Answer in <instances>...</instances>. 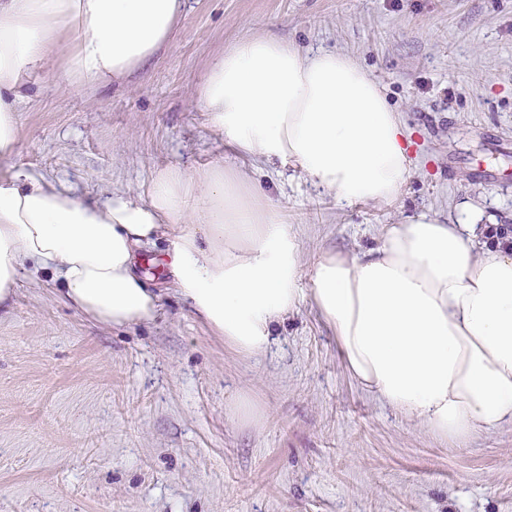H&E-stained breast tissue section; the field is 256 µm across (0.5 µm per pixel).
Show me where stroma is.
<instances>
[{"instance_id": "stroma-1", "label": "stroma", "mask_w": 512, "mask_h": 512, "mask_svg": "<svg viewBox=\"0 0 512 512\" xmlns=\"http://www.w3.org/2000/svg\"><path fill=\"white\" fill-rule=\"evenodd\" d=\"M269 32L361 63L399 110L411 175L390 206L338 205L292 168L239 156L196 89L238 40ZM19 148L78 193L132 191L155 170L221 162L254 177L297 233L304 264L355 256L384 225L462 203L512 236V0H189L172 40L125 80L35 78ZM153 322L110 326L65 306L44 273L0 316V512H512V428L438 437L349 376L311 300L262 357L204 324L154 260ZM249 395L257 419L233 418Z\"/></svg>"}]
</instances>
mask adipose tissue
I'll list each match as a JSON object with an SVG mask.
<instances>
[{
	"label": "adipose tissue",
	"mask_w": 512,
	"mask_h": 512,
	"mask_svg": "<svg viewBox=\"0 0 512 512\" xmlns=\"http://www.w3.org/2000/svg\"><path fill=\"white\" fill-rule=\"evenodd\" d=\"M186 7L0 0V158L18 147L33 77L62 67L90 84L121 79L168 41ZM198 101L238 154L294 166L339 203L390 205L408 183L401 116L347 53L256 34L213 61ZM461 213L456 224L402 218L363 256L325 253L306 274L298 238L241 170L167 167L138 197L98 198L20 169L0 178V311L32 263L80 315L153 320L159 297L135 251L162 238L176 292L239 353H266L274 324L311 298L361 388L432 434L465 440L512 427V244L476 248L489 228Z\"/></svg>",
	"instance_id": "1"
}]
</instances>
